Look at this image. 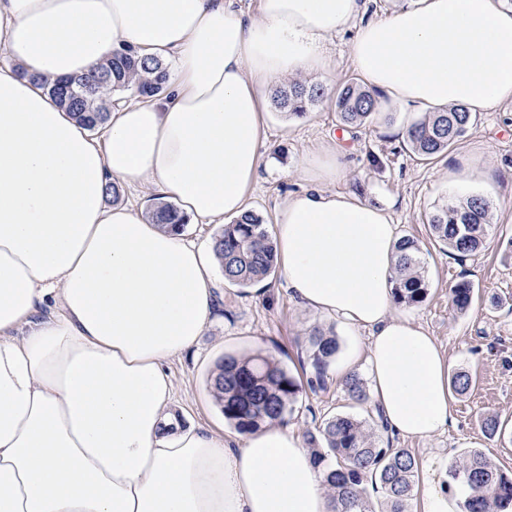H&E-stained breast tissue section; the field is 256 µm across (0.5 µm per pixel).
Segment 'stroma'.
Here are the masks:
<instances>
[{
  "instance_id": "stroma-1",
  "label": "stroma",
  "mask_w": 512,
  "mask_h": 512,
  "mask_svg": "<svg viewBox=\"0 0 512 512\" xmlns=\"http://www.w3.org/2000/svg\"><path fill=\"white\" fill-rule=\"evenodd\" d=\"M347 36L333 38L334 72L303 74L299 80L336 92L355 72L347 53ZM274 87H267L259 178L248 204L267 226H274L278 208L288 193L300 190L303 156L314 149L342 143L350 166L336 181L338 191L353 190L362 197L388 204L391 220L400 236L417 239L425 277L426 300L417 306H398V313L411 316L442 345L451 370H465L475 383L465 394L453 395L452 425L429 439L374 434L380 446L409 449L419 463L417 485H424L432 461L451 462L470 450L491 455L503 471L512 474V106L477 115L457 146L432 161L419 160L391 131L419 119V112H403L379 102L371 123L357 129H342L328 98L310 106L305 116H288L276 106ZM489 165L498 178L494 184L460 180L449 182L448 174L471 162ZM478 194L491 206L492 224L484 249L465 261L452 258L447 248L432 238L428 219L435 207L453 196ZM217 320L205 329L196 348L170 364L175 383L174 410L183 422L233 433L209 393L207 381L225 355L262 352L272 355L293 376L310 378L312 360L307 347L311 332L335 334L339 342L337 361L352 359L365 344V333L352 330L336 319L295 307L288 299L280 271L264 280V294L254 288H239L215 271ZM470 281L474 299L467 312L451 303V286ZM352 413L375 421L372 405H353L342 383L327 379L323 390L303 389L292 424L306 432L333 416ZM495 416L504 422L501 435L487 436L482 421Z\"/></svg>"
}]
</instances>
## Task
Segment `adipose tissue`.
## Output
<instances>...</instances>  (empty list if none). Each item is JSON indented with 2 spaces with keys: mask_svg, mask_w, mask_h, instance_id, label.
<instances>
[{
  "mask_svg": "<svg viewBox=\"0 0 512 512\" xmlns=\"http://www.w3.org/2000/svg\"><path fill=\"white\" fill-rule=\"evenodd\" d=\"M362 0H0V512H334L301 435L238 439L178 420L170 363L215 317L214 242H186L109 183L151 187L207 224L247 209L263 146L262 90L327 74L351 33L362 84L403 107L512 105V8L410 0L362 23ZM171 63L166 93L119 103L101 133L44 80L113 51ZM344 150L304 156L305 188L274 224L298 307L369 336L380 424L427 439L452 419L448 357L394 312L400 240L385 207L331 190Z\"/></svg>",
  "mask_w": 512,
  "mask_h": 512,
  "instance_id": "adipose-tissue-1",
  "label": "adipose tissue"
}]
</instances>
